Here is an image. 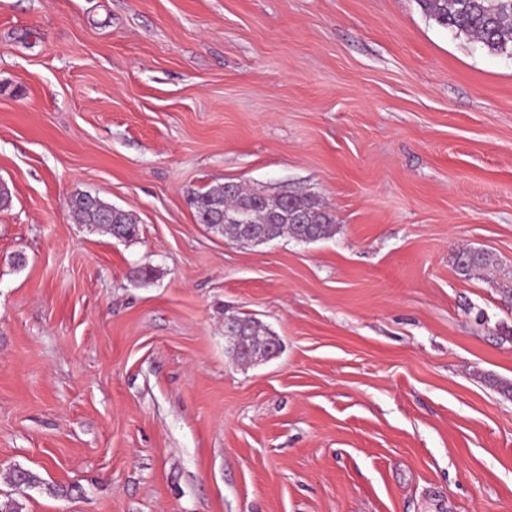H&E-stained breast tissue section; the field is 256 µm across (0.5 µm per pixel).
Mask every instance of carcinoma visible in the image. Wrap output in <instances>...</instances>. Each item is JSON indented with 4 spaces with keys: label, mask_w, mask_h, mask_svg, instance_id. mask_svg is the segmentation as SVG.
I'll return each mask as SVG.
<instances>
[{
    "label": "carcinoma",
    "mask_w": 512,
    "mask_h": 512,
    "mask_svg": "<svg viewBox=\"0 0 512 512\" xmlns=\"http://www.w3.org/2000/svg\"><path fill=\"white\" fill-rule=\"evenodd\" d=\"M425 15L437 24L459 35H464L492 54L512 56V0H419ZM248 205L250 218L258 227L266 225L273 215L286 213L302 218V224L282 220L270 229L271 238L285 234L302 235L311 242L327 239L335 233V217L328 207L303 194H282L276 197L244 190L234 183L229 190L220 186L190 197L198 223L217 232L214 225L222 223L224 213ZM71 208L82 224L95 226L115 238L131 240L138 233V224L131 214L98 200L88 205L77 195L71 200ZM496 255L484 249H470L462 262L456 263V271L467 278L475 273L497 267ZM234 339L231 340L236 357L242 361L263 353L271 343V336L256 325L255 321L230 316Z\"/></svg>",
    "instance_id": "cac0c4a2"
}]
</instances>
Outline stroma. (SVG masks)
<instances>
[{"label":"stroma","mask_w":512,"mask_h":512,"mask_svg":"<svg viewBox=\"0 0 512 512\" xmlns=\"http://www.w3.org/2000/svg\"><path fill=\"white\" fill-rule=\"evenodd\" d=\"M0 181L1 501L512 512V56L418 0H0ZM226 182L336 233L227 241L188 205ZM82 195L75 196L70 202L80 223L100 228L114 238L131 240L137 235L138 224L131 214L112 207L96 195L97 205L85 204ZM498 259L496 255L484 249H469L468 254L462 259V263L456 259V271L467 278L471 275L496 268ZM226 321L233 322L235 337L229 340L238 359L247 362L249 358L267 350L272 336L264 334V329L256 325V321L238 316H229Z\"/></svg>","instance_id":"35a3bbf8"}]
</instances>
